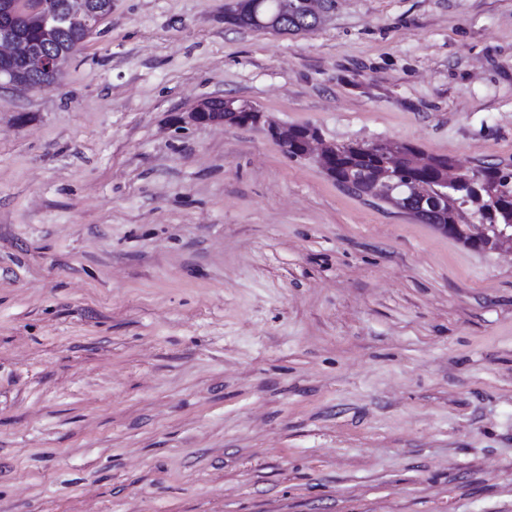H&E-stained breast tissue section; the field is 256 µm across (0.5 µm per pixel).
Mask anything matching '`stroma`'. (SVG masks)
Masks as SVG:
<instances>
[{"instance_id":"35a3bbf8","label":"stroma","mask_w":512,"mask_h":512,"mask_svg":"<svg viewBox=\"0 0 512 512\" xmlns=\"http://www.w3.org/2000/svg\"><path fill=\"white\" fill-rule=\"evenodd\" d=\"M231 2L112 0L0 89V512H512V253L269 133L512 163V0ZM255 1L256 0H240L237 3V8L235 9L236 15L234 22L241 27L252 28L251 25L253 24V28L259 30L283 32V29L280 28L277 17L270 18L262 16L256 10L253 15L252 23V13L253 7L255 9ZM276 2L282 4L284 11H288V17H284L283 21L293 28L299 25L307 28L315 26L317 18L309 14L307 9L319 16L334 5V0H307L306 9L303 0H276ZM211 101V107L210 102H201L199 103L192 112L188 113V119L195 123V124H206V123H219V122H227L230 119H233V121L238 125H248L257 123L260 119V112H256L252 106L245 102H239L236 99L228 98V99H222L223 102V108L230 107L233 109V102H236L239 104L240 109L239 110H246L249 112H242V111H230V110H224L222 109V102L221 100H210ZM210 108V110H209ZM209 110V112H207ZM214 112H221V113H214ZM225 112V113H223ZM226 115V117H225Z\"/></svg>"}]
</instances>
